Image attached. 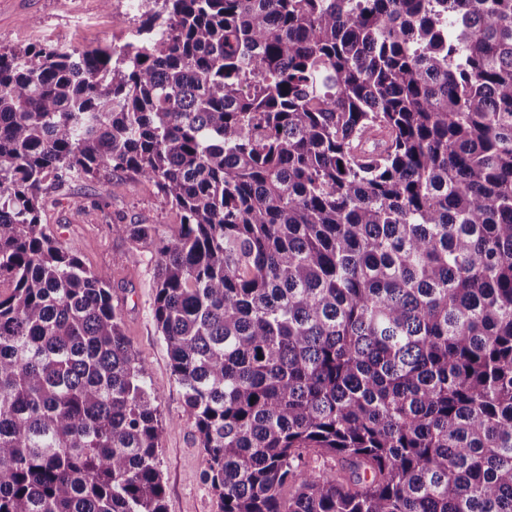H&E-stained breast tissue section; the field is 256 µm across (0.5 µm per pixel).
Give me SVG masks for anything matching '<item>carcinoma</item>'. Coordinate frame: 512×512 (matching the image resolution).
<instances>
[{
  "label": "carcinoma",
  "mask_w": 512,
  "mask_h": 512,
  "mask_svg": "<svg viewBox=\"0 0 512 512\" xmlns=\"http://www.w3.org/2000/svg\"><path fill=\"white\" fill-rule=\"evenodd\" d=\"M163 2L0 50V512H167L110 278L42 223L114 170L181 215L112 233L219 512H512V0Z\"/></svg>",
  "instance_id": "obj_1"
}]
</instances>
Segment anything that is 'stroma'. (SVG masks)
I'll return each instance as SVG.
<instances>
[{"mask_svg": "<svg viewBox=\"0 0 512 512\" xmlns=\"http://www.w3.org/2000/svg\"><path fill=\"white\" fill-rule=\"evenodd\" d=\"M159 0H0V48L68 46L81 50L138 43L149 13ZM43 221L61 241L77 242L85 265L108 273L112 302L118 306L145 378L160 404L165 430L159 450L167 512H218L217 501L201 479L203 453L184 414L183 393L172 374L165 344L151 308L154 257L149 248L113 235L111 224H152L171 236L178 211L151 182L130 171L80 180L51 191Z\"/></svg>", "mask_w": 512, "mask_h": 512, "instance_id": "1", "label": "stroma"}]
</instances>
